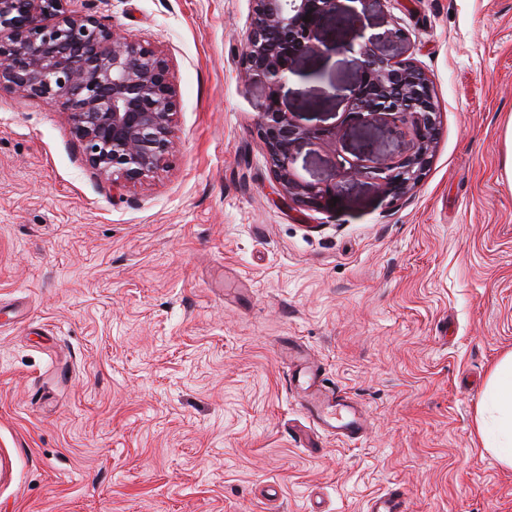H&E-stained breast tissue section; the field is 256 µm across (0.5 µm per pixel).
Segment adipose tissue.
Listing matches in <instances>:
<instances>
[{"instance_id": "adipose-tissue-1", "label": "adipose tissue", "mask_w": 512, "mask_h": 512, "mask_svg": "<svg viewBox=\"0 0 512 512\" xmlns=\"http://www.w3.org/2000/svg\"><path fill=\"white\" fill-rule=\"evenodd\" d=\"M482 413L480 428L490 434L489 449L500 463L512 467V354L496 364Z\"/></svg>"}]
</instances>
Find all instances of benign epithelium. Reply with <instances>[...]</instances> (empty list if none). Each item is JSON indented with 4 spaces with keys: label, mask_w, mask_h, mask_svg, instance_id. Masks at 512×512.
I'll list each match as a JSON object with an SVG mask.
<instances>
[{
    "label": "benign epithelium",
    "mask_w": 512,
    "mask_h": 512,
    "mask_svg": "<svg viewBox=\"0 0 512 512\" xmlns=\"http://www.w3.org/2000/svg\"><path fill=\"white\" fill-rule=\"evenodd\" d=\"M366 0H252L242 53L244 76L268 88L256 123L275 182L301 206L334 210L337 187L306 182L294 171L305 141L338 145L336 130L305 126L283 109L280 91L306 54L356 51L362 74L350 96V113H384L407 141L404 156L377 172L383 198L395 200L429 167L437 133L434 100L423 96L429 80L409 61L382 55L384 41H403L400 30L353 39L318 41L323 20L352 23ZM36 96L66 112L84 145L88 165L112 183H136L160 169L174 152L177 94L160 52L112 31L94 17L69 11L67 0H0V90Z\"/></svg>",
    "instance_id": "7a95c632"
}]
</instances>
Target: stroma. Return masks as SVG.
Returning a JSON list of instances; mask_svg holds the SVG:
<instances>
[{"label":"stroma","mask_w":512,"mask_h":512,"mask_svg":"<svg viewBox=\"0 0 512 512\" xmlns=\"http://www.w3.org/2000/svg\"><path fill=\"white\" fill-rule=\"evenodd\" d=\"M168 59V164L123 187L97 174L65 112L0 91V512H512V468L479 429L512 352V0H368L383 55L430 80L433 161L386 201L374 170L406 144L349 116L362 58L299 59L281 91L339 146L302 144L334 210L285 199L245 82L251 0H70ZM377 145L367 174L337 158ZM296 341L362 409L357 440L304 414L281 352Z\"/></svg>","instance_id":"35a3bbf8"}]
</instances>
